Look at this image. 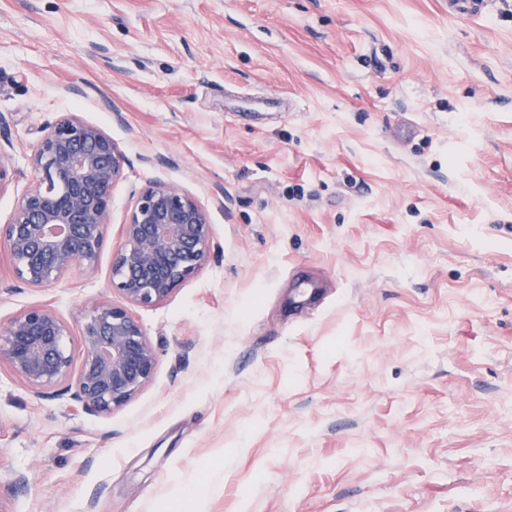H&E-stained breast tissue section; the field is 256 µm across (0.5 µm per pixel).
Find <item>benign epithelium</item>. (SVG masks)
I'll return each mask as SVG.
<instances>
[{
    "instance_id": "benign-epithelium-1",
    "label": "benign epithelium",
    "mask_w": 512,
    "mask_h": 512,
    "mask_svg": "<svg viewBox=\"0 0 512 512\" xmlns=\"http://www.w3.org/2000/svg\"><path fill=\"white\" fill-rule=\"evenodd\" d=\"M125 157L99 127L70 114L46 128L31 159L32 185L0 225V242L22 282L45 287L74 268H96L111 224L112 188ZM112 257L111 284L126 302L166 300L208 259L206 210L175 186L144 187ZM69 326L52 310L28 307L0 328V362L39 398L69 395L82 410L110 414L152 379L156 353L139 322L110 301L82 325V360L73 370Z\"/></svg>"
}]
</instances>
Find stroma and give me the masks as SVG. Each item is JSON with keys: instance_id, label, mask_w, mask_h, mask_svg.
I'll return each instance as SVG.
<instances>
[{"instance_id": "stroma-1", "label": "stroma", "mask_w": 512, "mask_h": 512, "mask_svg": "<svg viewBox=\"0 0 512 512\" xmlns=\"http://www.w3.org/2000/svg\"><path fill=\"white\" fill-rule=\"evenodd\" d=\"M66 113L126 158L104 247L45 287L1 247L0 326L80 357L148 183L210 256L130 306L112 414L0 363V512H512V0H0V224Z\"/></svg>"}]
</instances>
